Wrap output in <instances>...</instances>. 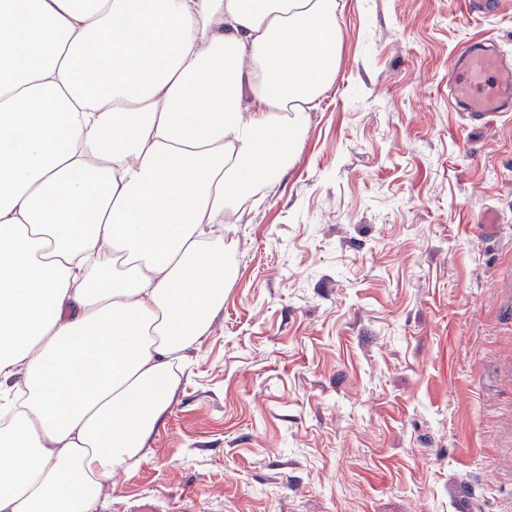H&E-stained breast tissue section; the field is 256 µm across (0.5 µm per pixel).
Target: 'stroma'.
Masks as SVG:
<instances>
[{
  "label": "stroma",
  "instance_id": "obj_1",
  "mask_svg": "<svg viewBox=\"0 0 512 512\" xmlns=\"http://www.w3.org/2000/svg\"><path fill=\"white\" fill-rule=\"evenodd\" d=\"M339 2L336 81L94 512H512V112L448 106L462 45L512 56V0Z\"/></svg>",
  "mask_w": 512,
  "mask_h": 512
}]
</instances>
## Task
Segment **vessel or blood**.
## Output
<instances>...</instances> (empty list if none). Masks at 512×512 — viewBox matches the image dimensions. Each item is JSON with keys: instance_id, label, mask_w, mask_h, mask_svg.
Returning a JSON list of instances; mask_svg holds the SVG:
<instances>
[{"instance_id": "obj_1", "label": "vessel or blood", "mask_w": 512, "mask_h": 512, "mask_svg": "<svg viewBox=\"0 0 512 512\" xmlns=\"http://www.w3.org/2000/svg\"><path fill=\"white\" fill-rule=\"evenodd\" d=\"M448 104L480 120L512 112V58L488 41L465 45L448 68Z\"/></svg>"}]
</instances>
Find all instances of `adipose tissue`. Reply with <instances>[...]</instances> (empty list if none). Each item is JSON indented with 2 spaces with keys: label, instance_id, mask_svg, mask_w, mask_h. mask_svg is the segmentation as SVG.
I'll list each match as a JSON object with an SVG mask.
<instances>
[{
  "label": "adipose tissue",
  "instance_id": "adipose-tissue-1",
  "mask_svg": "<svg viewBox=\"0 0 512 512\" xmlns=\"http://www.w3.org/2000/svg\"><path fill=\"white\" fill-rule=\"evenodd\" d=\"M337 0H0V512H93L290 166Z\"/></svg>",
  "mask_w": 512,
  "mask_h": 512
}]
</instances>
